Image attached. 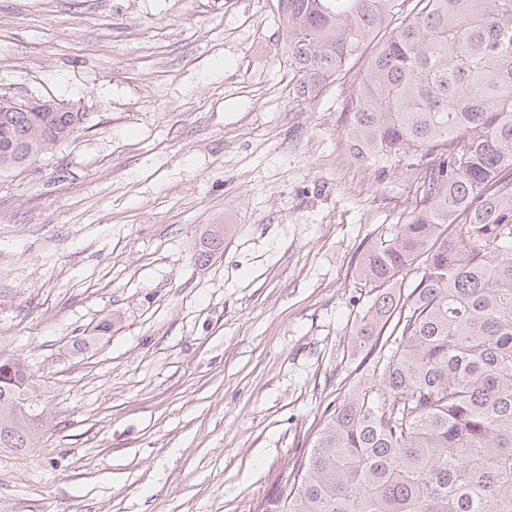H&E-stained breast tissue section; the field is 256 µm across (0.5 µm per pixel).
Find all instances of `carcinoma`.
<instances>
[{
    "label": "carcinoma",
    "instance_id": "cac0c4a2",
    "mask_svg": "<svg viewBox=\"0 0 512 512\" xmlns=\"http://www.w3.org/2000/svg\"><path fill=\"white\" fill-rule=\"evenodd\" d=\"M278 12L301 99L379 37L344 107L353 160L435 163L394 237L360 260L380 293L354 336L379 348L376 376L344 395L260 512H512V0H282ZM18 106L0 112L1 177L84 120ZM223 247L219 224L198 261ZM415 262L405 292L398 275ZM27 375L0 354V448L36 442Z\"/></svg>",
    "mask_w": 512,
    "mask_h": 512
}]
</instances>
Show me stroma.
Segmentation results:
<instances>
[{
	"mask_svg": "<svg viewBox=\"0 0 512 512\" xmlns=\"http://www.w3.org/2000/svg\"><path fill=\"white\" fill-rule=\"evenodd\" d=\"M377 48L299 101L276 0H0V96L84 115L0 178V353L40 415L0 512H253L306 455L371 372L359 260L428 165L347 153ZM224 247V225H216L204 236L198 253V261H208L214 254Z\"/></svg>",
	"mask_w": 512,
	"mask_h": 512,
	"instance_id": "stroma-1",
	"label": "stroma"
}]
</instances>
